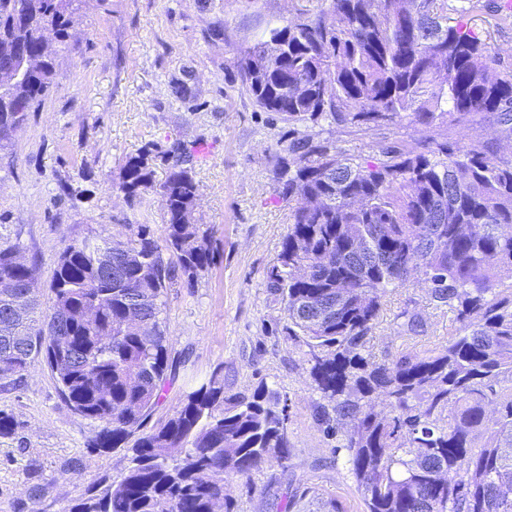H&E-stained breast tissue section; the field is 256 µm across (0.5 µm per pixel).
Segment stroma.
<instances>
[{
	"label": "stroma",
	"mask_w": 512,
	"mask_h": 512,
	"mask_svg": "<svg viewBox=\"0 0 512 512\" xmlns=\"http://www.w3.org/2000/svg\"><path fill=\"white\" fill-rule=\"evenodd\" d=\"M462 20L512 70V17L496 0L468 12V0H448ZM322 0H80L58 79L0 159V245L35 258L47 290L64 241L124 240L139 225L162 238L160 185L182 162L198 185L195 219L211 233L213 260L193 280L178 278L164 297L172 366L163 396L145 422L166 421L184 395L224 370L229 392L259 383L277 389L291 453L286 466H267L234 482L235 512H306L287 493L310 489L340 499L349 512L364 505L341 450L343 430L325 429L316 415L320 395L308 373L306 348L290 339L283 306L268 288L288 231L289 208L273 180L289 132L333 137L365 158L395 142L421 138L418 126L376 127L360 133L328 122L288 126L261 111L247 93L238 54L268 22L317 11ZM148 154L152 178L136 199L120 190L130 157ZM423 329L402 332L404 315ZM447 309L424 286L389 291L368 350L379 360L420 352L447 340ZM0 411L17 427L0 435V512H65L101 475L119 479L124 451L99 452L98 423L62 401L45 363L15 386L0 387ZM42 486V498L30 497Z\"/></svg>",
	"instance_id": "obj_1"
}]
</instances>
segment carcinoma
<instances>
[{"instance_id": "1", "label": "carcinoma", "mask_w": 512, "mask_h": 512, "mask_svg": "<svg viewBox=\"0 0 512 512\" xmlns=\"http://www.w3.org/2000/svg\"><path fill=\"white\" fill-rule=\"evenodd\" d=\"M75 2L0 0V67L24 51L37 58L0 89V155L55 84ZM328 2L313 17L268 23L239 52L256 106L290 125L323 119L357 133L408 121L429 135L375 161L330 136L291 140L273 174L296 204L268 288L288 335L307 347L319 420L347 426L342 448L365 512H512V287H499L512 272V154L502 152L512 74L451 21L448 0ZM41 22L57 45L35 36ZM479 114L491 131L463 144L441 133ZM150 179L146 159L132 157L119 188L134 199ZM160 194L163 243L145 224L125 243L68 241L46 311L27 288L35 264L0 245V385L41 359L70 410L102 426L97 447L129 445L120 479L98 478L68 512H216L219 501L230 510L231 484L290 455L279 392L261 383L228 394L220 370L140 432L169 369L162 298L211 258L190 171L174 165ZM411 279L459 328L422 354H364L387 289Z\"/></svg>"}]
</instances>
